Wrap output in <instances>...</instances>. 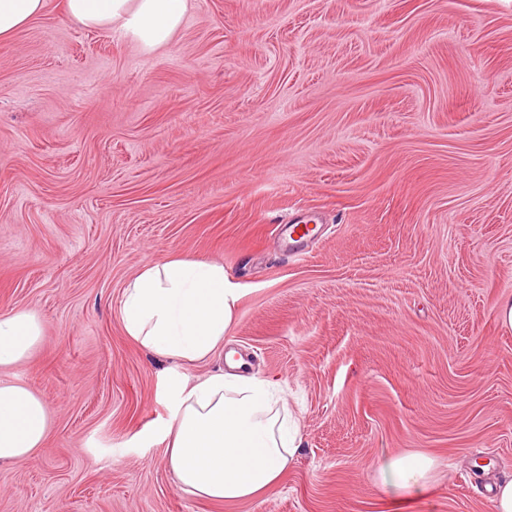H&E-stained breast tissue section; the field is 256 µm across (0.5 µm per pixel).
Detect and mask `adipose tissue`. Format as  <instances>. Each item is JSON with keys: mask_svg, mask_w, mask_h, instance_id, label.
I'll list each match as a JSON object with an SVG mask.
<instances>
[{"mask_svg": "<svg viewBox=\"0 0 512 512\" xmlns=\"http://www.w3.org/2000/svg\"><path fill=\"white\" fill-rule=\"evenodd\" d=\"M45 8L46 0H0V42ZM63 9L81 26L117 32L151 53L180 29L188 0H63ZM240 298L222 265L171 258L133 276L120 302L126 334L151 352L179 363L225 356L226 371L197 383L171 376L172 416L155 430L178 487L198 498H257L278 483L301 446L279 384L241 374V361L224 351ZM42 339L35 313L0 314V368L29 358ZM49 427L50 414L33 390L0 381V464L32 458Z\"/></svg>", "mask_w": 512, "mask_h": 512, "instance_id": "obj_1", "label": "adipose tissue"}]
</instances>
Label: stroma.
<instances>
[{
    "label": "stroma",
    "instance_id": "1",
    "mask_svg": "<svg viewBox=\"0 0 512 512\" xmlns=\"http://www.w3.org/2000/svg\"><path fill=\"white\" fill-rule=\"evenodd\" d=\"M313 220L294 253L283 225ZM243 290L225 350L279 383L301 448L261 498L183 494L172 364L126 335L171 256ZM512 0H189L145 55L62 0L0 43V371L51 418L0 512H492L512 475ZM420 453L423 491L383 488ZM42 325L28 310L0 314V368L21 363L42 343Z\"/></svg>",
    "mask_w": 512,
    "mask_h": 512
}]
</instances>
